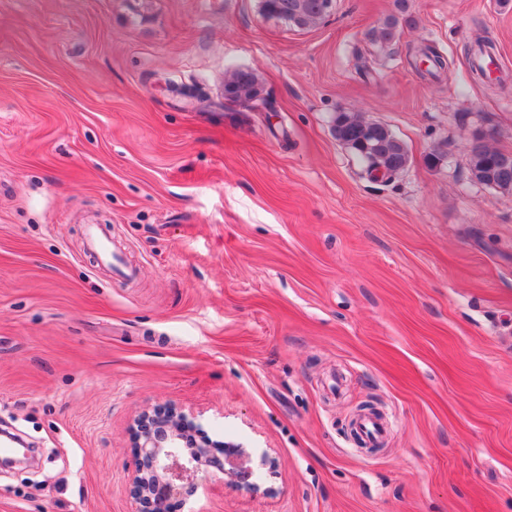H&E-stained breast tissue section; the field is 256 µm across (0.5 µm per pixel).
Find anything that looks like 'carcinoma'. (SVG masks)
<instances>
[{"mask_svg":"<svg viewBox=\"0 0 512 512\" xmlns=\"http://www.w3.org/2000/svg\"><path fill=\"white\" fill-rule=\"evenodd\" d=\"M324 0H260V11L299 30L320 25L327 14ZM400 34V18L393 14L372 29L368 39L372 47L383 54H392ZM263 91L258 73L249 68H231L224 73V94L236 101L248 103ZM332 132L336 140L366 165L372 178H391L403 172L410 161L402 139L387 126L366 120L345 109L336 110ZM468 170L473 181L512 194V153L491 147L486 137L471 150Z\"/></svg>","mask_w":512,"mask_h":512,"instance_id":"cac0c4a2","label":"carcinoma"}]
</instances>
